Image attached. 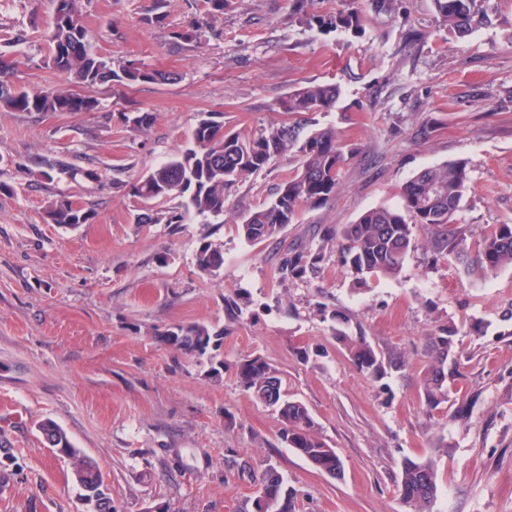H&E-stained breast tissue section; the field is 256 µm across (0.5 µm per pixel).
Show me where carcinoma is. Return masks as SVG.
Instances as JSON below:
<instances>
[{"instance_id": "carcinoma-1", "label": "carcinoma", "mask_w": 512, "mask_h": 512, "mask_svg": "<svg viewBox=\"0 0 512 512\" xmlns=\"http://www.w3.org/2000/svg\"><path fill=\"white\" fill-rule=\"evenodd\" d=\"M202 20L189 29L173 32V39L190 44L197 42L198 30L208 21L224 14L225 0H199ZM295 14L308 26L316 25L361 35L371 18L357 7L334 14L315 15L306 11L305 0H296ZM399 0H370L372 13L392 17ZM484 0H434L436 12L448 30L463 39L470 34ZM56 7L47 38L51 46L50 64L57 72L72 77L75 83L91 91L100 85L136 87L170 81L173 76L144 64L129 63L117 72L109 60L91 49L80 0H55ZM13 63L0 62V105L14 112H91L97 100L63 87L22 90L10 83ZM339 89L334 84H309L288 95L280 108L289 114L325 112L336 104ZM125 124L139 130L148 129L153 115L135 110L122 113ZM293 125H282L255 134H241L224 129V122L209 116L199 121L192 145L177 152L166 163L147 170L130 188L129 193L143 201L164 199L171 195H188V205L197 212L214 217L226 211L225 191L268 166L271 160L298 147L299 164L294 173L276 189L266 204L240 218L239 230L250 243L276 237L293 223L303 208L327 204L340 186L343 167L352 151L332 127H323L295 145ZM466 164L448 161L426 167L399 190L397 207L379 206L363 212L353 223L340 229L318 231L324 245L337 244L342 263L359 284L370 278L395 277L416 247V230H426L434 252L452 256L483 274L512 267V224H493L482 232L476 252L467 246V234L456 224V214L469 190ZM53 224L76 226L91 220V213L79 204L58 199L46 209ZM322 250L300 247L290 250L281 262L282 278H300L318 267ZM197 262L201 270L214 272L224 266V252L210 243L200 246ZM332 337L345 351L352 365L373 380H381L402 365L397 357L380 355L362 329L351 331L349 321L339 311L328 313ZM457 330L442 325L429 337L428 361L419 371L418 396L429 413L448 402V366L458 367L453 337ZM158 336L180 351L205 354L221 346L224 331L203 324L172 325ZM236 375L240 386L255 399L278 411L281 422L279 439L285 447L309 462L316 470L331 477L343 473V462L336 450L319 435L318 424L301 401L284 398L282 380L276 370L260 356L239 361ZM39 429L48 445L72 459L74 476L89 504L96 512H111L112 497L107 493L96 463L80 454L66 433L53 421L46 420ZM399 499L407 512H426L438 494L435 462L429 457H406L396 478ZM253 512H292L293 494L283 477L273 468L258 481L252 502Z\"/></svg>"}]
</instances>
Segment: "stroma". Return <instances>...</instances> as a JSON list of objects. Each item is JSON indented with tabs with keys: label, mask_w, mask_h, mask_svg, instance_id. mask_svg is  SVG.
Wrapping results in <instances>:
<instances>
[{
	"label": "stroma",
	"mask_w": 512,
	"mask_h": 512,
	"mask_svg": "<svg viewBox=\"0 0 512 512\" xmlns=\"http://www.w3.org/2000/svg\"><path fill=\"white\" fill-rule=\"evenodd\" d=\"M150 4L82 0L90 43L113 69L142 62L175 81L99 87L91 112L0 108V440L11 447L0 463V512H92L70 459L39 431L47 419L98 464L115 512H252L270 466L293 488L294 512H405L394 493L400 462L440 438L448 452L435 459L439 490L427 512H512V267L466 271L433 254L422 233L397 277L359 285L337 247L313 234L398 206L404 182L450 160L469 171L456 216L469 247L487 225L512 224V0H486L462 39L433 0H402L359 37L298 23L294 0H227L188 46L171 34L198 17V0H167L164 21L148 26ZM54 8L53 0H0V54L15 63L14 85L67 86L48 65ZM311 83L339 86L334 108L298 121L281 112L280 101ZM135 108L153 113L147 131L122 123ZM212 113L244 134L293 122L302 138L335 128L354 150L335 197L252 244L239 217L271 199L296 169L297 150L228 189L221 217L177 195L149 203L128 195L129 183L190 144ZM425 122L431 133L416 136ZM60 198L91 220L47 223V205ZM145 209L183 221L143 224ZM205 242L224 253L217 272L197 264ZM294 243L323 247L324 258L284 280L278 267ZM228 297L237 316L224 310ZM327 310L403 367L382 383L358 372L333 340ZM195 323L223 331L222 346L198 356L156 337ZM442 324L457 329L462 375L429 415L418 368ZM252 356L308 406L344 462L342 479L280 443L277 413L236 377V364ZM471 395L469 417L456 419Z\"/></svg>",
	"instance_id": "stroma-1"
}]
</instances>
